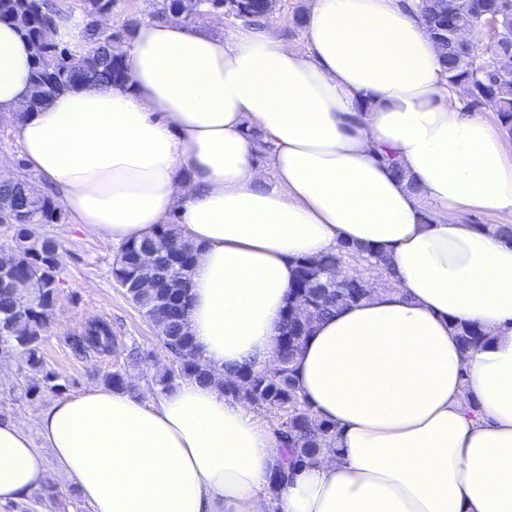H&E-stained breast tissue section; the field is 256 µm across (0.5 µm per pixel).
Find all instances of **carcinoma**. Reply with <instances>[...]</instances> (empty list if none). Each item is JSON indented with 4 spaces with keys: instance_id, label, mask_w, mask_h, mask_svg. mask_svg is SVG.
Wrapping results in <instances>:
<instances>
[{
    "instance_id": "1",
    "label": "carcinoma",
    "mask_w": 512,
    "mask_h": 512,
    "mask_svg": "<svg viewBox=\"0 0 512 512\" xmlns=\"http://www.w3.org/2000/svg\"><path fill=\"white\" fill-rule=\"evenodd\" d=\"M76 8L86 17L96 18L101 11L112 10L114 0H75ZM276 0H206L207 9L227 15L235 21L262 24L273 11ZM501 0H421L419 13L427 28H440L443 34L442 66L448 83L459 89L468 106L481 99L492 101L500 124L512 132V36L505 37L493 48L490 65L479 71L466 47L456 39L455 31L477 27L486 13L500 9ZM183 13L182 0H161L152 19L166 21L173 11ZM60 9L41 0H0V23L15 25L31 42L46 24H53ZM72 54L66 47L53 45L34 55L31 73L29 110L43 108L59 92L80 85L127 83L130 73L123 48L112 47V37L104 36L90 25L89 46L83 53L88 66L72 71L65 58ZM61 211L48 193L37 190L28 179L0 184V223L13 226L8 247L9 256L0 259V352H15L24 366L40 375L27 385L24 396H35L41 387L61 394L66 386L44 367L42 345L53 322L57 304L61 270L57 256L61 245L53 237L39 235L36 227L55 224ZM154 251L159 262V280L143 284L138 276V263L144 253ZM194 245L185 240L177 224H164L150 237L120 249L112 276L124 288L126 298L150 321L172 361L160 367L154 385L170 388L185 378L212 381L206 366L196 354L192 338L184 329L189 309V283ZM351 260L365 263L376 270L389 264L381 252L369 247L345 246L334 253L298 263L289 290V303L308 305L306 318H285L277 341V366L256 370L251 366L237 375L217 381L224 392L244 403L261 407L277 418L276 433L287 445L285 461L278 466L281 480L321 454L335 449L336 427L319 419L294 382V361L311 335L316 323L336 310L368 297L370 288L359 285V277L342 274ZM23 280L28 288L19 292L11 281ZM461 350L470 354L486 343L482 328L473 323L453 325ZM71 350L78 357L90 354L108 356L120 351L118 336L105 318L89 321L68 336ZM102 384L110 389L128 390L125 372L119 369L103 374Z\"/></svg>"
}]
</instances>
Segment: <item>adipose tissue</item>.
I'll list each match as a JSON object with an SVG mask.
<instances>
[{"instance_id":"adipose-tissue-1","label":"adipose tissue","mask_w":512,"mask_h":512,"mask_svg":"<svg viewBox=\"0 0 512 512\" xmlns=\"http://www.w3.org/2000/svg\"><path fill=\"white\" fill-rule=\"evenodd\" d=\"M306 26L300 51L262 26L146 18L130 84L25 113L33 49L0 23V119L27 171L108 245L178 216L196 247L187 330L216 380L274 365L299 260L344 244L391 260L389 284L296 357L336 451L287 483L271 482L275 431L187 378L151 405L100 386L56 398L38 445L0 419V502L53 468L91 512H512V240L464 221L512 214V140L464 109L414 0H311ZM456 322L488 343L463 355Z\"/></svg>"}]
</instances>
